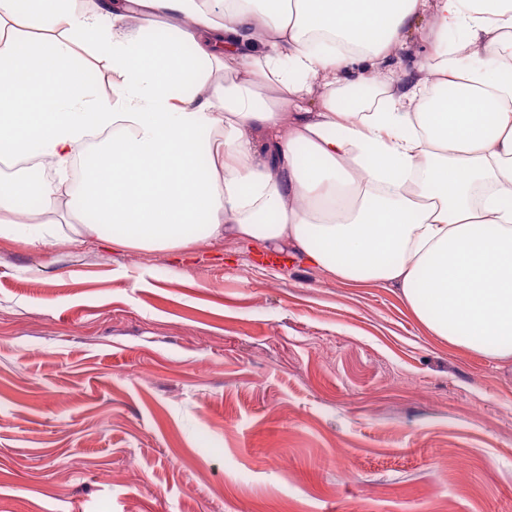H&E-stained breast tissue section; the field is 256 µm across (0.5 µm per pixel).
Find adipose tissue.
<instances>
[{
	"label": "adipose tissue",
	"instance_id": "adipose-tissue-1",
	"mask_svg": "<svg viewBox=\"0 0 512 512\" xmlns=\"http://www.w3.org/2000/svg\"><path fill=\"white\" fill-rule=\"evenodd\" d=\"M434 38L394 66L415 19ZM164 26L162 42L144 23ZM0 239L184 251L232 236L398 289L433 336L512 362V0H0ZM463 35L455 48L449 30ZM111 62L89 93L76 38ZM224 72L214 83L199 66ZM381 94L376 111L347 106ZM75 50L85 59L89 66L94 63L99 64L98 69L105 73V80L101 79L100 81L93 82L92 94L100 98L112 97V64L107 60L96 57L89 47L81 41L78 42Z\"/></svg>",
	"mask_w": 512,
	"mask_h": 512
}]
</instances>
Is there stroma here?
<instances>
[{"label": "stroma", "mask_w": 512, "mask_h": 512, "mask_svg": "<svg viewBox=\"0 0 512 512\" xmlns=\"http://www.w3.org/2000/svg\"><path fill=\"white\" fill-rule=\"evenodd\" d=\"M0 512H512V366L255 243L0 240Z\"/></svg>", "instance_id": "stroma-1"}]
</instances>
